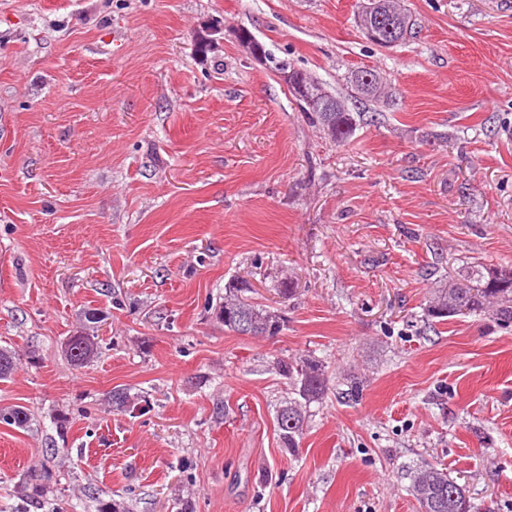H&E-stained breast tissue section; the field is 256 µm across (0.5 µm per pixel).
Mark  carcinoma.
<instances>
[{"instance_id":"cac0c4a2","label":"carcinoma","mask_w":512,"mask_h":512,"mask_svg":"<svg viewBox=\"0 0 512 512\" xmlns=\"http://www.w3.org/2000/svg\"><path fill=\"white\" fill-rule=\"evenodd\" d=\"M378 9L369 23H377L376 15L393 16L400 24L401 40L415 34L414 23L401 0H377ZM275 69L283 74L290 73L299 82L308 86L317 94L324 93L337 106L336 112L311 111L302 108L313 123L319 125L338 142L347 141L361 121V113L351 110L343 100L328 91L324 85L291 63L276 62ZM358 79L368 86L361 91L351 86L354 102L380 101L384 91L383 78L372 69L358 71ZM251 285L243 282L224 295V304L220 307L219 319L228 331L241 335L273 337L283 327L281 315L270 307L252 301L247 296ZM467 312L471 315L489 314L507 324L512 323V266L485 267L473 266L461 280L438 281L432 289L427 314L432 318H449ZM98 344L88 336H72L64 347V354L75 365L89 362L97 353ZM273 369L288 377L293 397L279 408L276 422L280 438L286 448L293 451L299 448L304 435L305 421L311 404L320 403L330 390L329 377L325 366L315 357L308 355L288 361L277 358ZM0 422L23 427L28 423V413L24 408L0 410ZM53 474L49 466L34 471L23 485L25 497L34 502L50 489ZM410 492L417 500L421 512H471L472 506L467 500L465 489L448 477L446 469L426 464L409 472Z\"/></svg>"}]
</instances>
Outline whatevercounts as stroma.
Wrapping results in <instances>:
<instances>
[{
  "label": "stroma",
  "mask_w": 512,
  "mask_h": 512,
  "mask_svg": "<svg viewBox=\"0 0 512 512\" xmlns=\"http://www.w3.org/2000/svg\"><path fill=\"white\" fill-rule=\"evenodd\" d=\"M356 2L0 0V408L31 417L0 423V512H418L426 463L512 512V325L424 315L440 278L512 265V0H404L421 33L387 49ZM242 29L393 99L336 143ZM243 281L278 336L225 330ZM309 353L330 392L292 454L272 361ZM358 79L368 86L367 91H360L353 84V74L350 79L351 89L353 95L351 98L354 100V103L362 104L364 102H374L378 103L380 101L381 95L383 94L385 86L383 85V78L380 74L372 69L358 70ZM98 344L94 342V337L72 336L64 347V354L74 365H82L89 362L97 353ZM52 478V470L45 464L40 470L34 471L23 485L24 496L37 503V499L49 492Z\"/></svg>",
  "instance_id": "1"
}]
</instances>
